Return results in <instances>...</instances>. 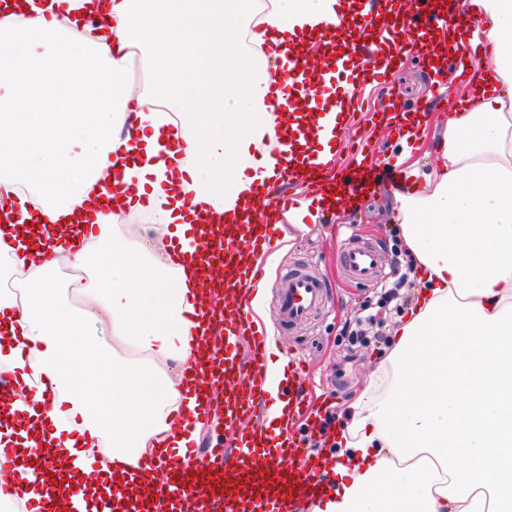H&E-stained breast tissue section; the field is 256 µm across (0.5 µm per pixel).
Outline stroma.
I'll return each mask as SVG.
<instances>
[{"mask_svg":"<svg viewBox=\"0 0 512 512\" xmlns=\"http://www.w3.org/2000/svg\"><path fill=\"white\" fill-rule=\"evenodd\" d=\"M400 107L419 113L421 125L415 134L382 122L381 109L389 98ZM447 95L433 85L425 64L417 55L405 56L389 82L371 88L370 109L346 118L340 140L343 151L370 144L378 160L374 170L375 188L360 196L357 207L341 203L335 209L312 217L305 232L297 234L289 250L262 263L267 282L266 322L281 351L305 361L310 379L305 402L311 419L294 422L293 432L307 448L325 461L336 459V433L349 419V405L369 382L396 341L400 316L406 315L417 297V277L409 275L400 288V298L389 306L379 304L375 287L351 279L339 263L338 253L347 238L375 246L381 255L383 277L393 281L395 264L415 267L399 233L398 197L393 176H400L408 191L423 187L424 173L437 160L439 128L445 121ZM303 270L320 279L327 293L325 308L307 322L282 324L275 302V290L282 277ZM371 323H363L366 315Z\"/></svg>","mask_w":512,"mask_h":512,"instance_id":"1","label":"stroma"}]
</instances>
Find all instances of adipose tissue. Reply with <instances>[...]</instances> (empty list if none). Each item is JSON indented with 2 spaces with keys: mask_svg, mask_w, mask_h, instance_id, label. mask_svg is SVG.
<instances>
[{
  "mask_svg": "<svg viewBox=\"0 0 512 512\" xmlns=\"http://www.w3.org/2000/svg\"><path fill=\"white\" fill-rule=\"evenodd\" d=\"M487 49L455 97L423 188L400 197V234L421 288L375 377L336 439L332 493L310 512H512V0H468ZM341 0H22L0 18V212L35 224L22 243L0 225V368L32 401L0 412V447L22 438L77 459L80 504L114 471L161 448L184 455L201 399L168 376L198 329L200 272L176 259L140 276L142 248L115 242L116 212L143 206L150 231L180 247L192 214L230 215L257 184L286 173L270 159L281 129L271 63L299 29ZM145 90L127 79L146 34ZM196 98L204 111L172 116ZM113 175L115 194L96 186ZM80 212L66 243L57 225ZM105 315L127 357L103 392L87 362L101 347L54 286L60 264Z\"/></svg>",
  "mask_w": 512,
  "mask_h": 512,
  "instance_id": "1",
  "label": "adipose tissue"
}]
</instances>
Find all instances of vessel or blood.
Listing matches in <instances>:
<instances>
[{
	"mask_svg": "<svg viewBox=\"0 0 512 512\" xmlns=\"http://www.w3.org/2000/svg\"><path fill=\"white\" fill-rule=\"evenodd\" d=\"M350 6L349 24L332 27L327 36L310 31L281 61L269 87L271 98L281 100L289 124L298 129L297 134L278 138L273 156L277 163L288 165L292 180L319 184V202L326 209L364 185L368 162L356 161L345 178L332 177L335 161L320 144L317 119L337 110L358 111L366 82L388 75L407 51L401 31L381 24L380 0H351ZM402 21L415 28L425 62L435 77H442L448 62L435 60L433 39L460 25L447 0H407ZM360 36L370 37L369 47L358 46ZM312 46L320 50L316 67L308 63ZM304 210L303 200L265 185L258 203L244 206L236 225L198 218L196 249L189 259L202 272L206 323L194 338V355L182 383L206 403L199 423L208 424L211 407L220 404L225 429L237 430L238 435L228 445L223 431L214 430L204 452L192 450L182 458L161 452L139 462L114 479L112 495L98 501L96 512H155L160 499L168 512H239L244 503L251 512H304L330 490L323 475L304 469L302 440L287 437L275 448H266L264 429L253 420L265 395L261 378L265 345L263 332L245 310L246 294L257 256L273 247L269 229L277 216ZM342 260L358 280H372L377 273L378 255L372 248L346 246ZM221 269L232 274L235 284L232 301L220 307L211 296L222 286L217 278ZM324 304L325 290L317 278L305 272L282 278L281 321L300 322ZM301 372V367H293L287 389L295 417L306 411ZM23 458V449L0 450V493L18 501L27 493L20 470ZM160 469L167 473L162 485L153 477Z\"/></svg>",
	"mask_w": 512,
	"mask_h": 512,
	"instance_id": "b4317fda",
	"label": "vessel or blood"
}]
</instances>
